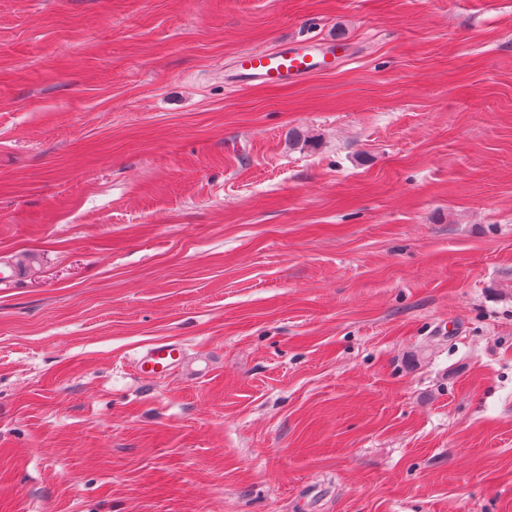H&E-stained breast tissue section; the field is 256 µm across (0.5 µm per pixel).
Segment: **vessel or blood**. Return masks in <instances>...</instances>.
<instances>
[{
  "instance_id": "1",
  "label": "vessel or blood",
  "mask_w": 512,
  "mask_h": 512,
  "mask_svg": "<svg viewBox=\"0 0 512 512\" xmlns=\"http://www.w3.org/2000/svg\"><path fill=\"white\" fill-rule=\"evenodd\" d=\"M241 81H259L268 85L299 82L317 72L335 70V57H317L310 53L305 40L284 44L281 48L249 50L236 61ZM181 346L166 342L151 346L137 360L140 373L157 375L183 367Z\"/></svg>"
}]
</instances>
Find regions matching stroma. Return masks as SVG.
<instances>
[{
  "label": "stroma",
  "mask_w": 512,
  "mask_h": 512,
  "mask_svg": "<svg viewBox=\"0 0 512 512\" xmlns=\"http://www.w3.org/2000/svg\"><path fill=\"white\" fill-rule=\"evenodd\" d=\"M1 257L0 512H512V0H0ZM313 42L300 40L286 42L275 50H249L236 61L242 82L262 81L268 85H282L289 81L299 82L317 72L336 69V56L322 58L310 53ZM136 363L140 373L145 375H157L185 367L181 346L167 342L158 343L145 350Z\"/></svg>",
  "instance_id": "1"
}]
</instances>
